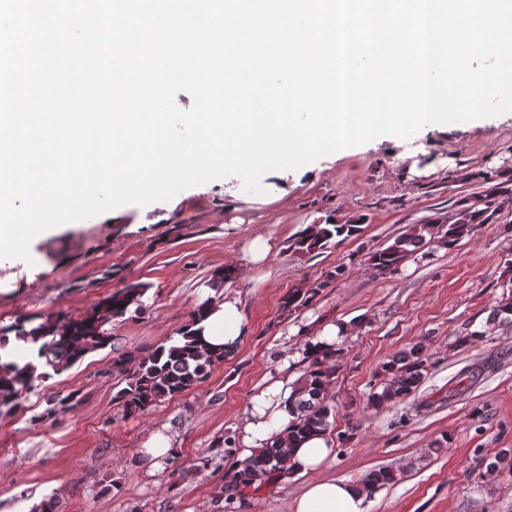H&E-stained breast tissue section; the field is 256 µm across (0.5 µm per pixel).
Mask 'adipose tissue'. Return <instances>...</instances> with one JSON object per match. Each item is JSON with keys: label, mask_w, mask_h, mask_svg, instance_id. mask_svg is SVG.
<instances>
[{"label": "adipose tissue", "mask_w": 512, "mask_h": 512, "mask_svg": "<svg viewBox=\"0 0 512 512\" xmlns=\"http://www.w3.org/2000/svg\"><path fill=\"white\" fill-rule=\"evenodd\" d=\"M200 322L204 343L236 351L249 333L240 298L230 292L213 300L205 308ZM298 376L288 373L269 378L251 396L238 427V441L243 456L270 444L291 420L288 399L294 393ZM336 458V450L327 436H315L296 448L288 460L292 474L306 480L302 493L296 498L294 512H368L364 493L347 478H326L322 472Z\"/></svg>", "instance_id": "ef3b65f1"}]
</instances>
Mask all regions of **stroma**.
<instances>
[{"label": "stroma", "mask_w": 512, "mask_h": 512, "mask_svg": "<svg viewBox=\"0 0 512 512\" xmlns=\"http://www.w3.org/2000/svg\"><path fill=\"white\" fill-rule=\"evenodd\" d=\"M228 188L242 191L241 178L145 208L130 204L114 220L77 221L35 243L30 260L0 259V327L23 315L76 317L141 282L149 288L144 309L114 320L112 335L125 350H148L187 323L201 288L230 264L250 327L204 382L141 416L116 415L108 348L33 389L21 408L0 414V512H33L49 497L58 512H224L216 492L225 436L236 435L256 385L276 373L301 334L332 321L352 328L329 389L332 430L357 431L337 445L326 476L356 481L379 468L397 471L398 481L368 496L369 512H512V470L489 468L512 448V323L488 320L512 266V112L427 126L397 147L371 141L323 156L284 204L245 201L233 214L224 209ZM465 203L491 215L454 249L406 259L393 275L369 268L370 251L411 225L456 220ZM327 219L362 231L315 256L292 249L298 231ZM259 236L271 249L256 266L248 249ZM339 266L343 275L328 280ZM29 276L36 288L17 289ZM322 280L328 286L310 306L284 312L289 290ZM461 336L469 344L457 345ZM420 342L428 375L419 391L370 405L368 384L382 363ZM467 366L481 367L478 381L449 396V380ZM74 391V409L45 417L49 396ZM163 424L183 461L205 457L208 468L177 478L152 471L140 450ZM109 476L117 483L110 490ZM303 484L296 476L273 482L245 496L237 512H292Z\"/></svg>", "instance_id": "obj_1"}]
</instances>
